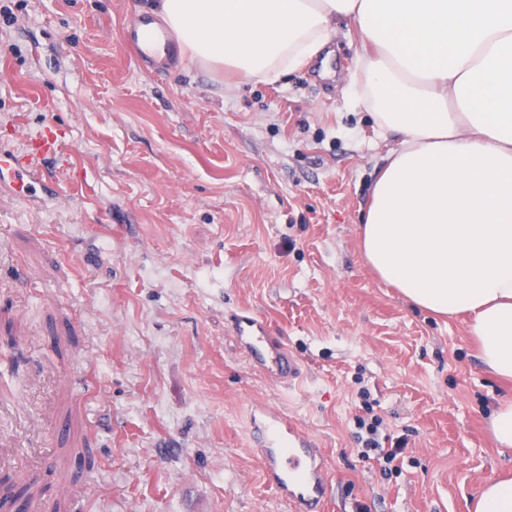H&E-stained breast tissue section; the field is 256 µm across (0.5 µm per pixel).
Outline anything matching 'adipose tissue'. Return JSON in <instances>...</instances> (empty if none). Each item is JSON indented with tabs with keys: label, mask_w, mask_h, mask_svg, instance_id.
Instances as JSON below:
<instances>
[{
	"label": "adipose tissue",
	"mask_w": 512,
	"mask_h": 512,
	"mask_svg": "<svg viewBox=\"0 0 512 512\" xmlns=\"http://www.w3.org/2000/svg\"><path fill=\"white\" fill-rule=\"evenodd\" d=\"M202 66L274 81L353 21L361 99L399 142L360 226L367 263L414 306L467 317L512 380V0H153Z\"/></svg>",
	"instance_id": "1"
}]
</instances>
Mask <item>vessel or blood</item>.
<instances>
[{"label": "vessel or blood", "mask_w": 512, "mask_h": 512, "mask_svg": "<svg viewBox=\"0 0 512 512\" xmlns=\"http://www.w3.org/2000/svg\"><path fill=\"white\" fill-rule=\"evenodd\" d=\"M119 41L140 63L169 57L174 36L146 15L138 27L122 28ZM68 156L65 131L58 128L41 131L28 140L24 154L0 150V187L19 184L29 189L40 188L45 195L60 194L57 175L45 167L49 160L67 169L72 185L82 186V169L71 165ZM230 328L251 366L289 386L300 378L298 360L281 337L270 333L261 317L248 311L233 314ZM250 421L253 452L267 484L292 512H322L328 484L325 453L317 440L282 410L266 404L254 406Z\"/></svg>", "instance_id": "1"}]
</instances>
